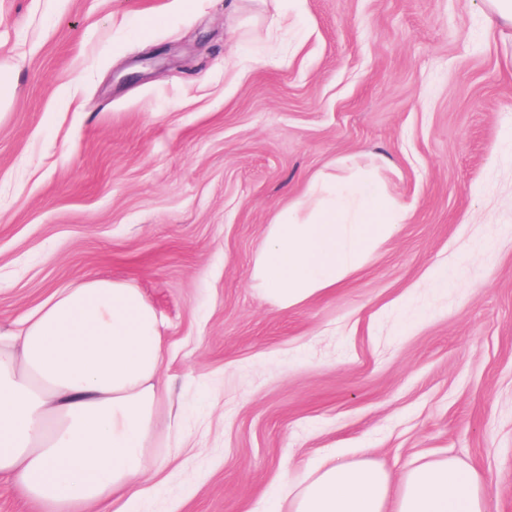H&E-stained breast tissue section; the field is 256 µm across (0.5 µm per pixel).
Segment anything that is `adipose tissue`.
I'll return each instance as SVG.
<instances>
[{
	"label": "adipose tissue",
	"mask_w": 512,
	"mask_h": 512,
	"mask_svg": "<svg viewBox=\"0 0 512 512\" xmlns=\"http://www.w3.org/2000/svg\"><path fill=\"white\" fill-rule=\"evenodd\" d=\"M409 210L370 172L301 199L270 224L254 267L289 310L330 293ZM163 339L140 289L94 278L54 293L0 335V477L39 512H137L161 465L151 455L164 395ZM486 480L426 456L393 479L370 460L326 456L289 477L281 512H490Z\"/></svg>",
	"instance_id": "obj_1"
}]
</instances>
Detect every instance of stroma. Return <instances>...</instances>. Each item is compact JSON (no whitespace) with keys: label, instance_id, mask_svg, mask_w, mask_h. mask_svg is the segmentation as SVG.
Segmentation results:
<instances>
[{"label":"stroma","instance_id":"obj_1","mask_svg":"<svg viewBox=\"0 0 512 512\" xmlns=\"http://www.w3.org/2000/svg\"><path fill=\"white\" fill-rule=\"evenodd\" d=\"M0 73V332L93 277L142 290L165 402L140 512H276L325 452L395 478L447 454L512 512V25L488 0H0ZM364 170L410 218L333 292L267 302L273 218Z\"/></svg>","mask_w":512,"mask_h":512}]
</instances>
